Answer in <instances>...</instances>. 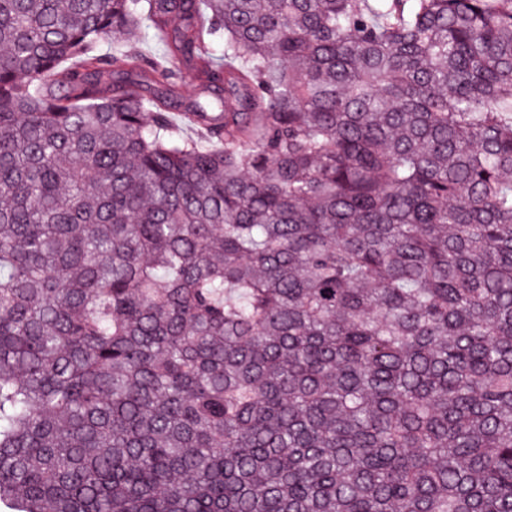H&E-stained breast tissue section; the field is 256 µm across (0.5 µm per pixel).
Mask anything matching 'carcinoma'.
I'll list each match as a JSON object with an SVG mask.
<instances>
[{"instance_id":"carcinoma-1","label":"carcinoma","mask_w":512,"mask_h":512,"mask_svg":"<svg viewBox=\"0 0 512 512\" xmlns=\"http://www.w3.org/2000/svg\"><path fill=\"white\" fill-rule=\"evenodd\" d=\"M0 512H512V0H0Z\"/></svg>"}]
</instances>
